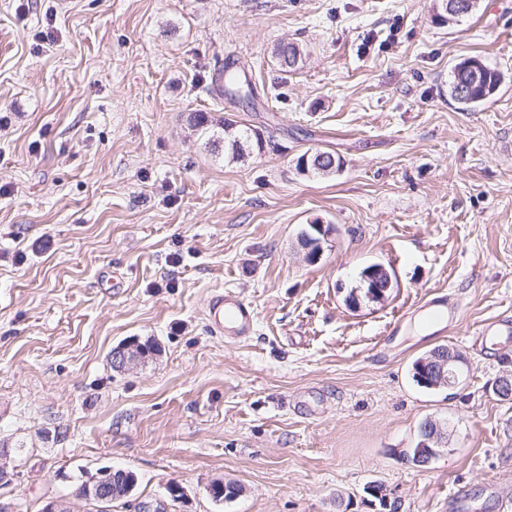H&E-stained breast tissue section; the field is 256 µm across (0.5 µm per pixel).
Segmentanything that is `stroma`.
Masks as SVG:
<instances>
[{"instance_id": "obj_1", "label": "stroma", "mask_w": 512, "mask_h": 512, "mask_svg": "<svg viewBox=\"0 0 512 512\" xmlns=\"http://www.w3.org/2000/svg\"><path fill=\"white\" fill-rule=\"evenodd\" d=\"M281 42L301 60L279 66ZM250 94H215L225 56ZM502 75L465 109L452 68ZM260 150L233 160L223 120ZM327 150L338 171L303 174ZM328 224L317 261L302 232ZM384 301L349 307L366 266ZM443 290L462 318L422 326ZM220 291L252 336L210 335ZM512 0H0V512H512ZM155 343L132 368L113 348ZM461 355L458 387L415 360ZM448 445L408 462L418 426ZM135 477L108 508L77 488ZM233 482L230 501L214 482ZM370 266L369 269H367L369 266L366 267L361 274L367 269L363 274L364 279L368 282L369 288H372L379 295L380 300H384L386 292L393 288V273L381 263Z\"/></svg>"}]
</instances>
